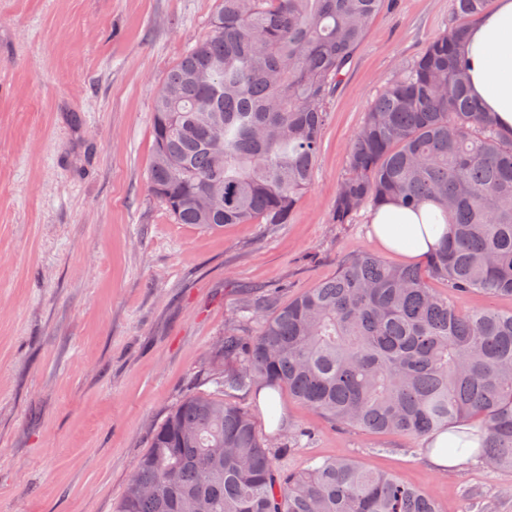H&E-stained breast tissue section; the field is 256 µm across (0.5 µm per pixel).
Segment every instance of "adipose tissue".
<instances>
[{
	"label": "adipose tissue",
	"mask_w": 512,
	"mask_h": 512,
	"mask_svg": "<svg viewBox=\"0 0 512 512\" xmlns=\"http://www.w3.org/2000/svg\"><path fill=\"white\" fill-rule=\"evenodd\" d=\"M469 63L472 96L495 113L504 132L512 131V0H495L493 8L471 26L464 46ZM372 232L389 251L417 259L428 255L441 241L448 226L432 204L413 211L396 203L383 205L372 217ZM470 439L446 430L436 434L432 463L451 468L467 462L471 449L480 445L478 427Z\"/></svg>",
	"instance_id": "1"
}]
</instances>
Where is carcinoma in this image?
<instances>
[{"instance_id": "obj_1", "label": "carcinoma", "mask_w": 512, "mask_h": 512, "mask_svg": "<svg viewBox=\"0 0 512 512\" xmlns=\"http://www.w3.org/2000/svg\"><path fill=\"white\" fill-rule=\"evenodd\" d=\"M487 0L429 40L365 114L335 224L390 201L439 207L449 232L428 273L359 252L269 316L224 334L214 390L184 398L153 429L116 512H439L428 491L351 459L283 471L279 446L225 392L281 387L333 423L410 440L479 422L474 456L512 470V309L465 311L430 288L512 298V137L473 102L461 46ZM394 0H218L210 34L159 89L152 192L177 224H286L309 189L331 90Z\"/></svg>"}]
</instances>
